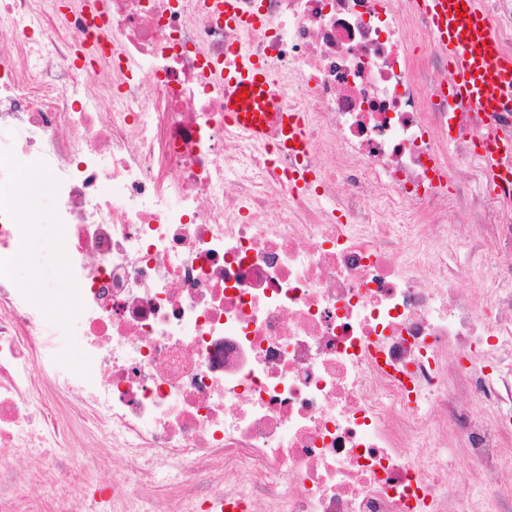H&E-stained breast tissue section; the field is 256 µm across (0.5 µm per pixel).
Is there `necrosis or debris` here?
<instances>
[{
	"label": "necrosis or debris",
	"mask_w": 512,
	"mask_h": 512,
	"mask_svg": "<svg viewBox=\"0 0 512 512\" xmlns=\"http://www.w3.org/2000/svg\"><path fill=\"white\" fill-rule=\"evenodd\" d=\"M431 27L412 0H0V185L25 201L0 203V512L161 488L170 512H512V179L474 143L512 141V102L449 96ZM231 49L307 153L225 125ZM45 219L76 368L52 289L13 274ZM84 433L110 479L70 469Z\"/></svg>",
	"instance_id": "obj_1"
}]
</instances>
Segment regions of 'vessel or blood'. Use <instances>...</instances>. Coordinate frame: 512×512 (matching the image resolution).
Instances as JSON below:
<instances>
[{
	"mask_svg": "<svg viewBox=\"0 0 512 512\" xmlns=\"http://www.w3.org/2000/svg\"><path fill=\"white\" fill-rule=\"evenodd\" d=\"M465 4L457 14L456 4ZM418 8L432 21V36L448 54V83L461 100L490 112L512 99V57L499 53L491 17L479 0H417ZM245 99H238V92ZM224 120L256 141L278 134L282 148L302 151L300 116L281 112L272 93V75L259 61L238 56L224 69ZM482 141L493 143L485 160L491 174L512 167V144H495L485 132Z\"/></svg>",
	"mask_w": 512,
	"mask_h": 512,
	"instance_id": "obj_1",
	"label": "vessel or blood"
}]
</instances>
